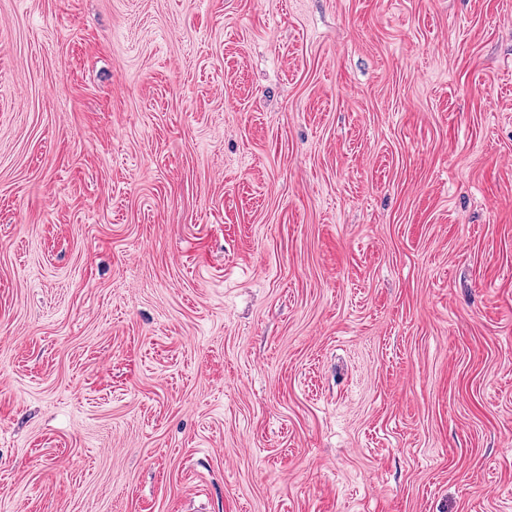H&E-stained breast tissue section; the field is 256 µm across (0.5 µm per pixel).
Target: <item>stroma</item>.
<instances>
[{
    "label": "stroma",
    "instance_id": "35a3bbf8",
    "mask_svg": "<svg viewBox=\"0 0 512 512\" xmlns=\"http://www.w3.org/2000/svg\"><path fill=\"white\" fill-rule=\"evenodd\" d=\"M0 512H512V0H0Z\"/></svg>",
    "mask_w": 512,
    "mask_h": 512
}]
</instances>
